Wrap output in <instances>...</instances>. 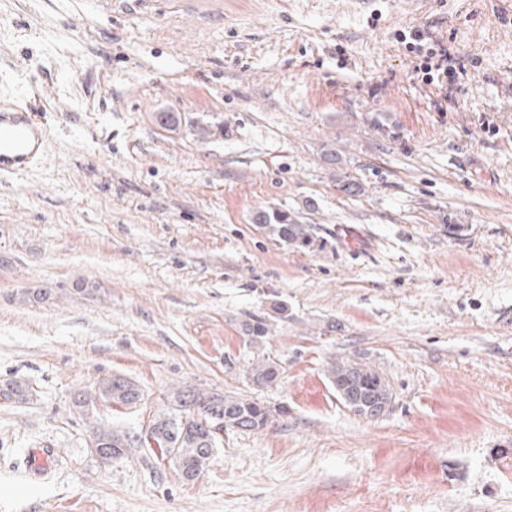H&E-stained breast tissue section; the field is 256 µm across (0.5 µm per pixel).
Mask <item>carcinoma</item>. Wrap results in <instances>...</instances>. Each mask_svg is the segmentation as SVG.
<instances>
[{"label": "carcinoma", "instance_id": "1", "mask_svg": "<svg viewBox=\"0 0 512 512\" xmlns=\"http://www.w3.org/2000/svg\"><path fill=\"white\" fill-rule=\"evenodd\" d=\"M253 223L294 249H306L314 244V230L310 224L282 211H262ZM242 331L250 344H263L267 326L261 319L245 322ZM336 394L353 412L366 418H379L392 401L390 384L373 385L381 376L376 369L355 359H338L330 366ZM280 370L271 359L251 366L247 378L261 388L272 387L279 381ZM32 392L29 383L20 377L0 381V399L7 402L26 400ZM143 398L142 389L132 379L113 374L100 379L89 392L75 400L77 406L87 408L98 402L112 407L133 409ZM285 414V409H272L263 402L236 394L219 395L194 388L178 387L172 390L168 409L156 415L149 424L148 437L154 452L170 461L188 481L195 480L209 466L219 444L218 432L224 430L253 431L263 429L272 417ZM94 440L102 444L96 457L104 463L125 455L126 436L118 431L96 429Z\"/></svg>", "mask_w": 512, "mask_h": 512}]
</instances>
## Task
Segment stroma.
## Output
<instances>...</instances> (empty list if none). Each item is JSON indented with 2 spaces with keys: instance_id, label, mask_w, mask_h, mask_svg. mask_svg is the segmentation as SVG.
<instances>
[{
  "instance_id": "35a3bbf8",
  "label": "stroma",
  "mask_w": 512,
  "mask_h": 512,
  "mask_svg": "<svg viewBox=\"0 0 512 512\" xmlns=\"http://www.w3.org/2000/svg\"><path fill=\"white\" fill-rule=\"evenodd\" d=\"M416 27L478 61L453 102ZM0 99L48 133L0 174V380L35 391L0 401V512H512V0H0ZM345 358L388 379L380 418ZM111 374L141 404L83 415ZM179 386L286 412L187 482L140 441ZM270 235L288 244L293 249H306L314 244V230L311 224H300L295 217L282 211H262L253 218ZM280 370L277 363L270 358L261 360L251 366L247 378L253 385L261 388L272 387L279 381ZM332 383L336 394L343 403L358 415L366 418H379L389 410L392 401L390 384H376L371 390L370 385L377 377H383L376 369L359 363L355 359H337L330 366ZM384 378V377H383ZM361 396L363 402H356L353 398ZM376 404V407L371 405ZM32 392L29 383L20 377L6 378L0 381V398L4 402H20L26 400ZM93 440L99 441L103 445L95 456L104 464L112 462V458L124 456L129 445L124 434L107 429L97 428Z\"/></svg>"
}]
</instances>
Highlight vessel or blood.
Segmentation results:
<instances>
[{
  "instance_id": "b4317fda",
  "label": "vessel or blood",
  "mask_w": 512,
  "mask_h": 512,
  "mask_svg": "<svg viewBox=\"0 0 512 512\" xmlns=\"http://www.w3.org/2000/svg\"><path fill=\"white\" fill-rule=\"evenodd\" d=\"M46 133L31 110L0 103V172H19L35 163Z\"/></svg>"
}]
</instances>
